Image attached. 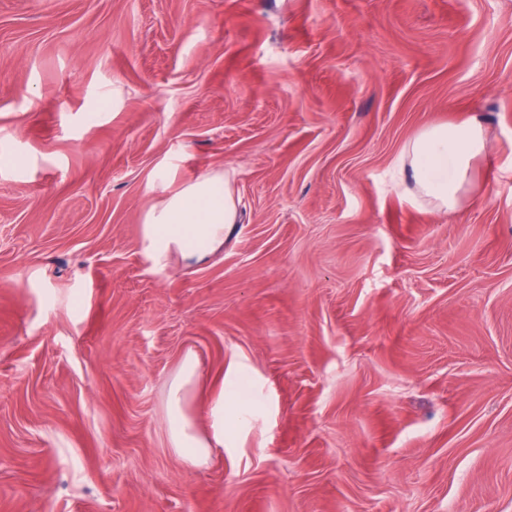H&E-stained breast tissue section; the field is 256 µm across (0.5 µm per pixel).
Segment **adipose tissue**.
<instances>
[{
  "instance_id": "obj_1",
  "label": "adipose tissue",
  "mask_w": 512,
  "mask_h": 512,
  "mask_svg": "<svg viewBox=\"0 0 512 512\" xmlns=\"http://www.w3.org/2000/svg\"><path fill=\"white\" fill-rule=\"evenodd\" d=\"M487 136L475 120L425 128L409 140L396 160L406 190L436 211H454L471 182L475 160L486 154ZM231 171L207 173L170 193L150 209L142 226V252L153 268H165L171 256L186 264L205 261L235 232L239 222ZM197 362L185 356L167 399L168 435L185 460L199 463L214 452L234 447L253 414L250 379L242 368L228 371L209 407L208 431L197 429L190 413L189 388Z\"/></svg>"
}]
</instances>
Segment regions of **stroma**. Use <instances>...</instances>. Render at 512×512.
<instances>
[{
  "label": "stroma",
  "instance_id": "35a3bbf8",
  "mask_svg": "<svg viewBox=\"0 0 512 512\" xmlns=\"http://www.w3.org/2000/svg\"><path fill=\"white\" fill-rule=\"evenodd\" d=\"M475 118L461 206L402 195ZM234 172L198 266L157 183ZM229 366L267 401L190 464ZM0 512H512V0H0ZM487 153V136L477 120L425 128L404 146L395 168L405 190L436 211H455L471 182L475 160ZM233 175L204 174L147 212L142 252L153 268H165L172 255L188 265L201 263L224 247L240 222ZM197 375V362L187 354L169 388L167 399L168 435L172 448L192 463L206 461L215 451L233 448L239 432L253 414L250 379L242 367L229 369L220 391L209 407L207 432L196 428L190 413L189 387ZM234 408L232 414L229 409Z\"/></svg>",
  "mask_w": 512,
  "mask_h": 512
}]
</instances>
